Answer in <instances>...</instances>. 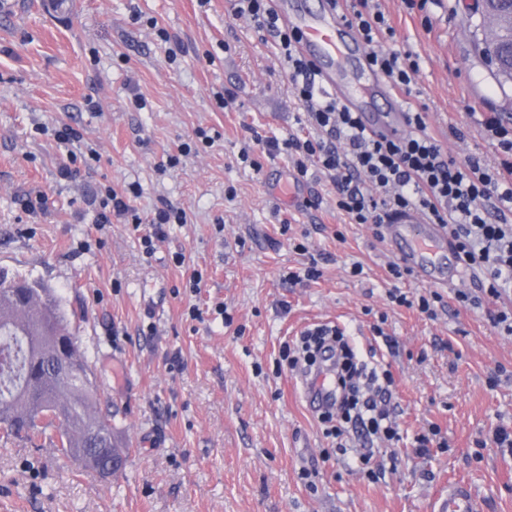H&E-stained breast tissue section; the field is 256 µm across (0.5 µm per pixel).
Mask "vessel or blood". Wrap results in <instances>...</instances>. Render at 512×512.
I'll list each match as a JSON object with an SVG mask.
<instances>
[{"label": "vessel or blood", "instance_id": "b4317fda", "mask_svg": "<svg viewBox=\"0 0 512 512\" xmlns=\"http://www.w3.org/2000/svg\"><path fill=\"white\" fill-rule=\"evenodd\" d=\"M288 22L297 28L303 54L318 67L321 83L347 107H354L356 91L343 87L336 79L348 64L351 45L359 44L357 33L348 27L327 5L318 13L299 11L290 14ZM366 126L379 134L396 136L404 125L388 112L365 116ZM384 237L390 256L412 275L429 284L445 288L459 282L464 271L457 259L448 232L440 225L430 224L416 212L392 216ZM431 512H486L481 499L468 482H449L448 491L439 495Z\"/></svg>", "mask_w": 512, "mask_h": 512}]
</instances>
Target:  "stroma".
Listing matches in <instances>:
<instances>
[{"mask_svg": "<svg viewBox=\"0 0 512 512\" xmlns=\"http://www.w3.org/2000/svg\"><path fill=\"white\" fill-rule=\"evenodd\" d=\"M379 4L396 29L383 48L419 64L399 96L405 111L426 107L429 133L457 163L497 164L479 115L512 119V83L499 85L475 52V0ZM302 113L278 39L237 16L234 0H67L61 12L0 0V278L58 301L130 450L104 479L50 440L0 439V512H429L452 480L469 482L487 512H512V450L474 444L512 428V335L486 316L497 300L470 309L445 288L434 319L389 303L384 240L337 210L320 174L301 179L306 202L289 201L293 164L257 147L303 135ZM61 124L100 155L68 178L64 149L42 131ZM199 128L212 144L179 155ZM245 147L258 168L241 164ZM105 184L136 185L141 216L171 204L186 221L145 255L151 225L96 229ZM35 188L47 202L32 215ZM299 242L321 255L319 279L289 281L306 261ZM356 261L364 277L351 276ZM318 324L343 327L392 374L400 438L375 440L376 479L325 438L298 372L281 363L284 344ZM432 425L446 445L419 453Z\"/></svg>", "mask_w": 512, "mask_h": 512, "instance_id": "stroma-1", "label": "stroma"}]
</instances>
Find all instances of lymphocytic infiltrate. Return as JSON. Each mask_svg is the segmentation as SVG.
I'll return each mask as SVG.
<instances>
[{
  "mask_svg": "<svg viewBox=\"0 0 512 512\" xmlns=\"http://www.w3.org/2000/svg\"><path fill=\"white\" fill-rule=\"evenodd\" d=\"M332 2L342 20L360 35L369 66L393 87L410 89L416 65L399 52L381 49V40L393 36L394 28L379 6L373 0ZM236 12L278 37L288 81L305 109L307 135L266 142L268 153L287 152L299 177H306L312 168L323 173L336 190L337 209L351 223L368 224L377 231L390 214L417 210L429 223L447 227L459 259L483 274L479 294L458 292L459 303L475 306L486 296L499 299L512 294V224L504 221L512 213V126L493 113L482 121L501 156L493 167L478 157L463 165L448 158L428 132L422 110L407 113V135L375 136L363 127L357 113L323 90L313 63L299 50L300 33L281 25L270 0H237ZM100 193L98 227L116 218L140 228L143 219L131 204L136 187L120 192L106 185ZM387 273L396 283L388 293L391 303L436 317L439 293L413 297L401 291L399 283L409 272L397 262L388 263ZM329 340L342 353L336 368L341 395L334 408L319 414L325 437L340 449L352 436L361 441L398 439L391 407L392 375L360 360L341 330L329 325L307 329L284 346L283 359L290 369L311 374Z\"/></svg>",
  "mask_w": 512,
  "mask_h": 512,
  "instance_id": "obj_1",
  "label": "lymphocytic infiltrate"
}]
</instances>
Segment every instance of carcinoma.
Here are the masks:
<instances>
[{"label": "carcinoma", "instance_id": "cac0c4a2", "mask_svg": "<svg viewBox=\"0 0 512 512\" xmlns=\"http://www.w3.org/2000/svg\"><path fill=\"white\" fill-rule=\"evenodd\" d=\"M476 52L497 60L496 79L512 70V27L475 41ZM56 303L25 280L0 278V433L37 444L58 430L55 447L110 477L122 469L129 449L112 439V412L96 406L97 388L88 360L72 345L69 354L84 378L63 377L41 353L53 338L71 341Z\"/></svg>", "mask_w": 512, "mask_h": 512}]
</instances>
